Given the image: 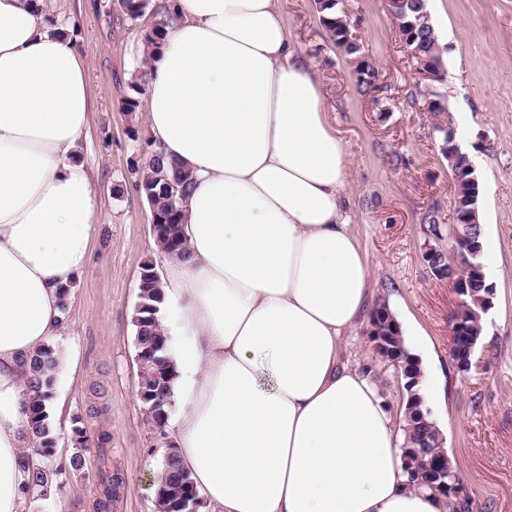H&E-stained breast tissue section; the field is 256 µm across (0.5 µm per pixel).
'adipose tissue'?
I'll return each instance as SVG.
<instances>
[{"label": "adipose tissue", "mask_w": 512, "mask_h": 512, "mask_svg": "<svg viewBox=\"0 0 512 512\" xmlns=\"http://www.w3.org/2000/svg\"><path fill=\"white\" fill-rule=\"evenodd\" d=\"M0 0V512H25L28 358L64 327L60 287L87 269L94 177L79 145L88 68L45 21ZM143 111L191 175L162 311L196 341L174 361L176 446L210 512H447L412 487L404 433L343 363L372 293L344 210L350 160L279 0H163Z\"/></svg>", "instance_id": "adipose-tissue-1"}]
</instances>
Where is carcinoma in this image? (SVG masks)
Masks as SVG:
<instances>
[{
  "instance_id": "obj_1",
  "label": "carcinoma",
  "mask_w": 512,
  "mask_h": 512,
  "mask_svg": "<svg viewBox=\"0 0 512 512\" xmlns=\"http://www.w3.org/2000/svg\"><path fill=\"white\" fill-rule=\"evenodd\" d=\"M320 21L327 30L331 40L344 54L352 59L361 54V50L346 45L345 33L336 27V0H316ZM127 19L135 23L139 21L150 7V0H124L122 4ZM167 21L156 22L145 33L147 46L154 50L161 48L166 38ZM412 47L417 49L422 59L437 60L442 58V47L438 43L436 33L419 31L415 34ZM469 157L463 153L456 158L452 174L458 177L455 183L454 207L448 214V236L455 239L457 248H462L456 239L457 231H470L475 241H480L479 224H472V199L480 196V183L471 180L473 172L468 170ZM136 174V190L148 203L150 215L154 216L159 227L154 234L160 251L167 255H183L186 252L180 237L179 224L183 223V203L190 188L191 177L181 166L169 162L162 153L152 149L144 166L134 169ZM487 282L482 276L474 274L466 283L467 293L462 295L459 309L454 318L471 325V329L483 327L482 321L474 318L468 310L475 297L486 295ZM162 304V292L159 277L146 276L140 281L139 309L135 311L137 321L134 322L137 350L147 356L160 358L162 373L159 389L172 393L175 378L174 363L167 351V341L161 336L162 329L158 307ZM371 318L377 320V330L386 336L385 347L379 350L384 362L398 361L402 379L410 381L420 376V370L405 348L404 336L399 330L394 315L386 305L374 308ZM59 367L57 351L51 345L30 356L28 361L27 387L29 390L27 414L31 435L35 445L32 452L50 458L56 451V437L50 426V415L47 401L50 399ZM405 445L411 446L421 440L422 436L435 427L428 410L422 408V400L415 396L406 404L405 412ZM78 448L70 458V466L78 468L82 465L83 451L86 450L87 436L83 429H73ZM441 458L440 449L427 448L423 451L406 453V474L412 486L432 484L430 474L437 461ZM53 472L35 471L29 476L28 491L40 490L39 496L47 495L48 485L52 482ZM115 479L111 472L102 471L99 476L100 498L95 507L97 512H108L112 505L115 491ZM194 490V483L189 473L182 466L179 455H174L159 476L154 490V506L156 512H180L181 503ZM446 497L452 504L451 512H472L469 497L462 491L448 490Z\"/></svg>"
}]
</instances>
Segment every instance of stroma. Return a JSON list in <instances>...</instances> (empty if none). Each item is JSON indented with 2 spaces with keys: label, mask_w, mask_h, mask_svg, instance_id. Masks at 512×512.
Masks as SVG:
<instances>
[{
  "label": "stroma",
  "mask_w": 512,
  "mask_h": 512,
  "mask_svg": "<svg viewBox=\"0 0 512 512\" xmlns=\"http://www.w3.org/2000/svg\"><path fill=\"white\" fill-rule=\"evenodd\" d=\"M432 23L447 29L444 73L421 83L403 52L383 0H337L364 53L379 70L375 94H361L347 56L330 40L315 0H280L293 40L317 67L324 108L351 162L347 214L364 247L374 303L407 326L409 343L434 365L442 392L430 407L473 512H512V0H426ZM56 28L81 48L95 101L83 159L95 174L99 230L92 261L76 280L66 324L53 347L68 358L54 394L66 398L69 424L83 428V465L63 464L47 496L29 512H96L95 475L109 463L120 484L111 512H155L154 489L164 441L149 423L136 390L132 316L145 263L163 268L150 212L130 168L144 164L149 133L141 112H128L131 81L142 67L143 35L160 10L130 23L116 0H51ZM434 90L447 103L482 187V262L494 287L477 346L480 372L457 371L450 355L456 298L431 275L425 245L450 248L447 226L428 236V218L444 220L454 180L432 130L424 100ZM123 194H114V187ZM368 323L349 339L353 361L371 367L392 410L399 385L372 349ZM105 445H98L100 434Z\"/></svg>",
  "instance_id": "stroma-1"
}]
</instances>
